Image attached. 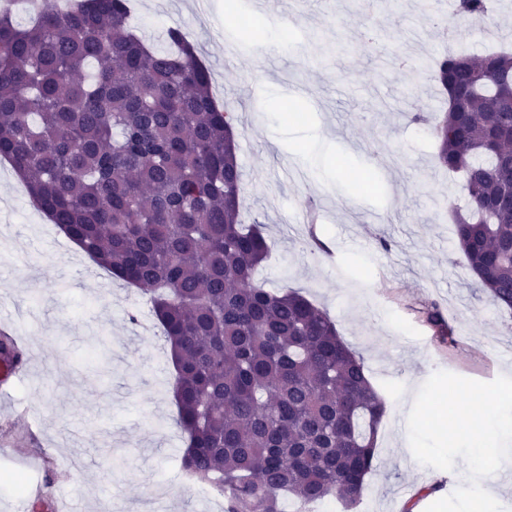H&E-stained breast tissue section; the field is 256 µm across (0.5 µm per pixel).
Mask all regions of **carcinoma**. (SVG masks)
Listing matches in <instances>:
<instances>
[{
	"mask_svg": "<svg viewBox=\"0 0 512 512\" xmlns=\"http://www.w3.org/2000/svg\"><path fill=\"white\" fill-rule=\"evenodd\" d=\"M20 26L0 12V159L32 201L112 277L149 295L176 371L184 478L224 495V512H284L282 499L352 507L376 464L386 403L328 314L296 291L255 284L270 245L244 224L233 113L219 107L185 34L169 48L131 25L129 0H32ZM491 0H456L483 17ZM487 72L474 83L457 61ZM461 98L431 127L436 164L465 180L454 239L479 286L512 310V54L465 50L431 65ZM425 321L452 336L439 311Z\"/></svg>",
	"mask_w": 512,
	"mask_h": 512,
	"instance_id": "cac0c4a2",
	"label": "carcinoma"
}]
</instances>
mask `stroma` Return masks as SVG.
Wrapping results in <instances>:
<instances>
[{
  "label": "stroma",
  "instance_id": "1",
  "mask_svg": "<svg viewBox=\"0 0 512 512\" xmlns=\"http://www.w3.org/2000/svg\"><path fill=\"white\" fill-rule=\"evenodd\" d=\"M431 0H133L140 35L163 44L169 28L194 41L212 91L238 116L244 222L272 244L256 280L294 289L335 320L364 359L387 412L377 465L355 512H473L459 493L486 469L476 438L431 426L459 391L497 399L512 422V312L480 290L453 240L460 175L437 167L434 141L412 116L448 101L427 73L408 84L405 59H433L449 44L478 56L512 52V0L481 19L434 11ZM285 50L254 57L238 16ZM305 111L297 125L290 108ZM334 144L317 169L299 162L314 133ZM326 205L311 249L298 215ZM439 306L454 331L440 344L422 312ZM0 308L30 352L24 377L0 400V512L25 488L74 512H224V497L180 481L184 433L175 371L145 294L112 279L30 201L0 162Z\"/></svg>",
  "mask_w": 512,
  "mask_h": 512
}]
</instances>
